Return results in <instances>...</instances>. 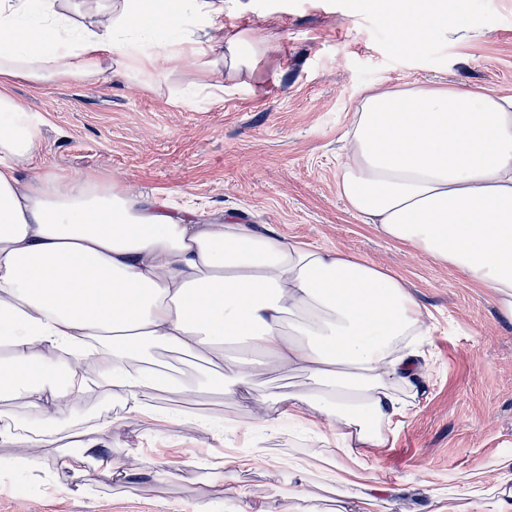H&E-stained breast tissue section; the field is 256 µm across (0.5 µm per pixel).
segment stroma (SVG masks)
Here are the masks:
<instances>
[{"label":"stroma","mask_w":512,"mask_h":512,"mask_svg":"<svg viewBox=\"0 0 512 512\" xmlns=\"http://www.w3.org/2000/svg\"><path fill=\"white\" fill-rule=\"evenodd\" d=\"M465 41L435 36L417 48L392 34V0H253L225 10V28L249 29L266 50L252 71L226 80L223 98L172 101L193 86V68L136 85L112 73L93 84L33 86L13 93L34 117L43 163L62 173L95 172L176 210L233 216L257 231L339 248L391 268L430 312L432 335L415 406L391 446L368 456L365 472L397 485L389 512H437L429 485L485 468L512 451V321L458 271L385 242L347 212L336 193V155L350 115L373 87L451 84L512 95V0H447ZM160 411L238 416L221 394L202 392ZM123 411L93 393L67 403L74 426ZM98 450L140 451L138 474L87 496L72 486L56 453L16 476L0 446V512H184L200 491L214 512H231L237 494H260L263 512H288L286 460L310 441L281 435L263 459L228 470L214 455L240 443V431L214 436L149 418L136 431L106 429Z\"/></svg>","instance_id":"1"}]
</instances>
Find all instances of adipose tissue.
<instances>
[{
    "label": "adipose tissue",
    "mask_w": 512,
    "mask_h": 512,
    "mask_svg": "<svg viewBox=\"0 0 512 512\" xmlns=\"http://www.w3.org/2000/svg\"><path fill=\"white\" fill-rule=\"evenodd\" d=\"M242 0H0V444L33 471L67 428L63 397L85 392V364L124 404L102 426L131 428L158 393L220 388L265 448L285 427L323 434L331 456L363 468L414 406L428 314L396 273L356 254L276 232L176 213L129 187L44 167L38 127L14 97L38 85L95 83L119 67L134 83L192 65L198 91L224 93L263 42L224 28ZM440 0H403V47L438 28ZM336 191L384 239L461 272L512 320V96L472 88L373 89L345 134ZM23 168L34 170L20 179ZM66 368L69 384L56 374ZM293 384L271 403L260 377ZM34 413L33 433L9 427L11 405ZM96 432L62 466L94 493L132 475L122 458L86 468ZM453 476L470 512H512V452ZM356 512H387L394 487L351 483Z\"/></svg>",
    "instance_id": "1"
}]
</instances>
